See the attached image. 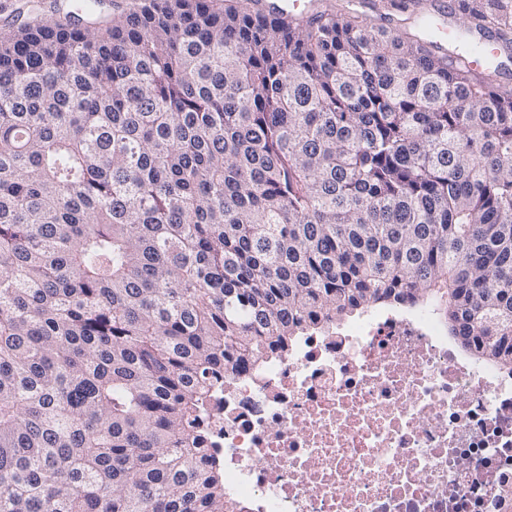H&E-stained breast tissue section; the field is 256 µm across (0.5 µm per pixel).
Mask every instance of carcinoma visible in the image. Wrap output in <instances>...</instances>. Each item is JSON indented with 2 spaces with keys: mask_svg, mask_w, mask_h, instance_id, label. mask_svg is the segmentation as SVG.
I'll list each match as a JSON object with an SVG mask.
<instances>
[{
  "mask_svg": "<svg viewBox=\"0 0 512 512\" xmlns=\"http://www.w3.org/2000/svg\"><path fill=\"white\" fill-rule=\"evenodd\" d=\"M458 9L512 50V0ZM376 306L512 371V90L419 31L243 0L0 37V512H224V374Z\"/></svg>",
  "mask_w": 512,
  "mask_h": 512,
  "instance_id": "1",
  "label": "carcinoma"
}]
</instances>
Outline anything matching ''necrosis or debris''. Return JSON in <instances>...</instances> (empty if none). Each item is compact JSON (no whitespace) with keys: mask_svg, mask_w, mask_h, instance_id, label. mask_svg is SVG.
Listing matches in <instances>:
<instances>
[{"mask_svg":"<svg viewBox=\"0 0 512 512\" xmlns=\"http://www.w3.org/2000/svg\"><path fill=\"white\" fill-rule=\"evenodd\" d=\"M226 512H512V371L429 307L296 337L210 405Z\"/></svg>","mask_w":512,"mask_h":512,"instance_id":"4bbe7bcc","label":"necrosis or debris"}]
</instances>
